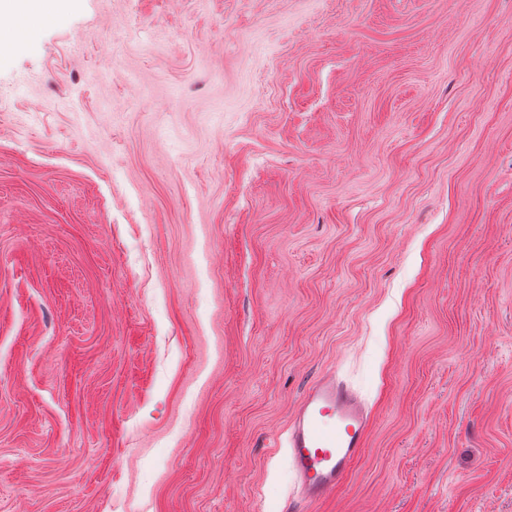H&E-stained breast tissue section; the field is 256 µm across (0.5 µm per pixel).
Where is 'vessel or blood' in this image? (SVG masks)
I'll return each mask as SVG.
<instances>
[{
	"mask_svg": "<svg viewBox=\"0 0 512 512\" xmlns=\"http://www.w3.org/2000/svg\"><path fill=\"white\" fill-rule=\"evenodd\" d=\"M369 413L359 393L328 372L306 387L288 428V456L306 501L332 494L366 446Z\"/></svg>",
	"mask_w": 512,
	"mask_h": 512,
	"instance_id": "1",
	"label": "vessel or blood"
}]
</instances>
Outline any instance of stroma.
Masks as SVG:
<instances>
[{
  "instance_id": "1",
  "label": "stroma",
  "mask_w": 512,
  "mask_h": 512,
  "mask_svg": "<svg viewBox=\"0 0 512 512\" xmlns=\"http://www.w3.org/2000/svg\"><path fill=\"white\" fill-rule=\"evenodd\" d=\"M0 33V512H512V0ZM329 370L369 436L305 505ZM369 413L359 393L335 372L306 387L288 428V456L307 502L332 494L366 447Z\"/></svg>"
}]
</instances>
